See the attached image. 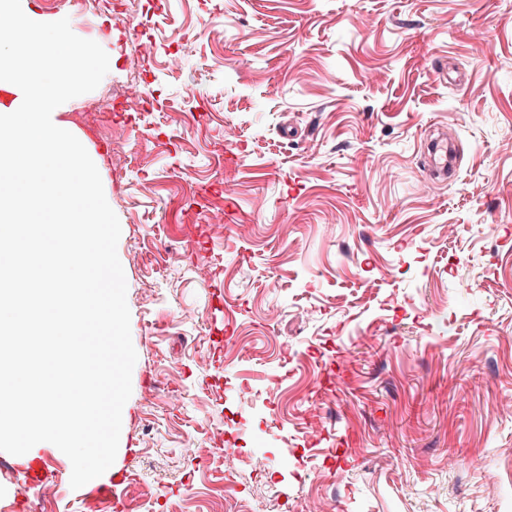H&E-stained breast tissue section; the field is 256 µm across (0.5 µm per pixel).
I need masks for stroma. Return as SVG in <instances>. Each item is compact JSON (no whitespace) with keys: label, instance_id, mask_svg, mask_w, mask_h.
<instances>
[{"label":"stroma","instance_id":"obj_1","mask_svg":"<svg viewBox=\"0 0 512 512\" xmlns=\"http://www.w3.org/2000/svg\"><path fill=\"white\" fill-rule=\"evenodd\" d=\"M154 2L68 14L112 57L98 93L149 111L108 116L118 162L62 115L121 225L137 361L124 482L72 489L44 444L56 512H512V0ZM221 436L269 461L229 494ZM24 469L0 451V512H35Z\"/></svg>","mask_w":512,"mask_h":512}]
</instances>
